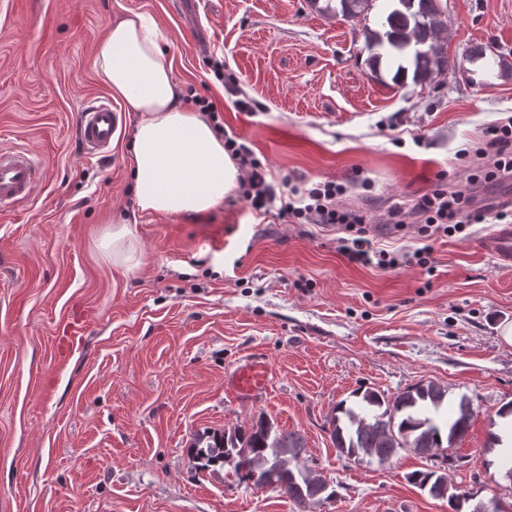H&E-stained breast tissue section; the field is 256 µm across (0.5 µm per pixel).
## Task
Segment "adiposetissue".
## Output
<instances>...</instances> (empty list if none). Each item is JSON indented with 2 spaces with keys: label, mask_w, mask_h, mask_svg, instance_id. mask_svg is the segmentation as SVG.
I'll return each instance as SVG.
<instances>
[{
  "label": "adipose tissue",
  "mask_w": 512,
  "mask_h": 512,
  "mask_svg": "<svg viewBox=\"0 0 512 512\" xmlns=\"http://www.w3.org/2000/svg\"><path fill=\"white\" fill-rule=\"evenodd\" d=\"M95 64L113 95L138 115L133 155L141 211L201 214L237 188L240 171L223 138L182 105L150 16L133 13L112 24L96 46Z\"/></svg>",
  "instance_id": "1"
}]
</instances>
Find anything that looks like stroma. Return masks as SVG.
Here are the masks:
<instances>
[{
  "label": "stroma",
  "mask_w": 512,
  "mask_h": 512,
  "mask_svg": "<svg viewBox=\"0 0 512 512\" xmlns=\"http://www.w3.org/2000/svg\"><path fill=\"white\" fill-rule=\"evenodd\" d=\"M450 67L395 84L373 69L367 18L324 15L311 0H0V150L40 164L26 202L0 210V512H448L409 480L435 470L483 499L512 503V481L486 468L490 433L512 401V270L490 252L494 223L469 237L416 227L378 232L393 203L411 207L440 182L462 190L457 150L512 116V76L469 74L480 46L512 62V0H442ZM156 22L181 100H212L224 126L275 183L346 185L396 268L351 261L337 229L284 224L224 200L195 216L140 211L131 176L137 123L128 113L107 155H84L76 118L111 100L93 51L112 21ZM223 64V77L214 74ZM250 102V109L237 105ZM140 241L136 265H113L111 225ZM429 246L426 264L414 253ZM90 317L63 345L74 320ZM264 359L266 392L226 383ZM468 398L473 417L447 466L444 451L404 448L386 463L339 453L329 419L358 388L394 394L418 382ZM266 417L304 439L299 463L326 477L320 507L239 482L232 466L198 471L196 438Z\"/></svg>",
  "instance_id": "1"
}]
</instances>
